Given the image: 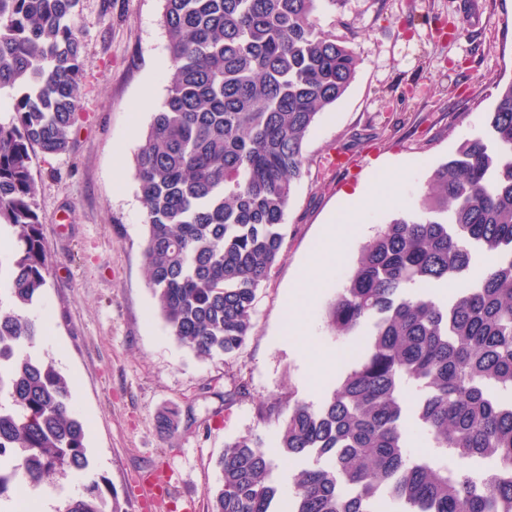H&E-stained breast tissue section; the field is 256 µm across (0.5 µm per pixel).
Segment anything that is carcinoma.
<instances>
[{"label": "carcinoma", "instance_id": "1", "mask_svg": "<svg viewBox=\"0 0 512 512\" xmlns=\"http://www.w3.org/2000/svg\"><path fill=\"white\" fill-rule=\"evenodd\" d=\"M79 0H0V91L22 89L0 122V224L18 249L0 307V471L33 487L86 472V427L71 384L36 356L44 326L28 314L47 286L32 154L70 150L83 80ZM339 0H164L171 63L164 102L135 154L149 288L171 336L201 358L250 335L256 290L284 239L304 143L353 81L352 47L317 24ZM493 257L451 305L425 292ZM353 336L372 323L352 367L318 408L275 398L288 456L316 455L288 508L259 434L219 459L210 512H512V81L499 87L488 138L461 142L432 170L416 208L377 229L326 311ZM412 414L431 447L489 459L452 472L406 451ZM58 512H119L92 482Z\"/></svg>", "mask_w": 512, "mask_h": 512}]
</instances>
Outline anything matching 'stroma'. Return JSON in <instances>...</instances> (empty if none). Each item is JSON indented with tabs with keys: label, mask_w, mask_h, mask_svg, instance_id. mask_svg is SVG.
Listing matches in <instances>:
<instances>
[{
	"label": "stroma",
	"mask_w": 512,
	"mask_h": 512,
	"mask_svg": "<svg viewBox=\"0 0 512 512\" xmlns=\"http://www.w3.org/2000/svg\"><path fill=\"white\" fill-rule=\"evenodd\" d=\"M162 15L163 0L79 2L84 80L72 148L32 155L52 263L30 313L47 325L36 353L70 379L87 427L90 469L61 478L64 495H82L96 479L122 512H208L225 447L277 432L260 407L277 397L320 406L349 369L363 338L334 336L325 311L379 225L414 210L431 171L464 139L486 134L495 83L512 80V0H341L319 12L323 32L352 46L360 64L306 139L250 335L235 355L210 358L168 334L146 277L134 156L171 76ZM446 22L461 34L441 32ZM387 163L400 170L397 202L350 209L348 196L367 178L385 182ZM331 224L362 231L341 243L299 339L288 333L289 296ZM303 343L335 365L313 371ZM241 381L246 395L225 402ZM169 411L179 416L171 432L160 426ZM159 471L163 493L144 497L145 478Z\"/></svg>",
	"instance_id": "1"
}]
</instances>
